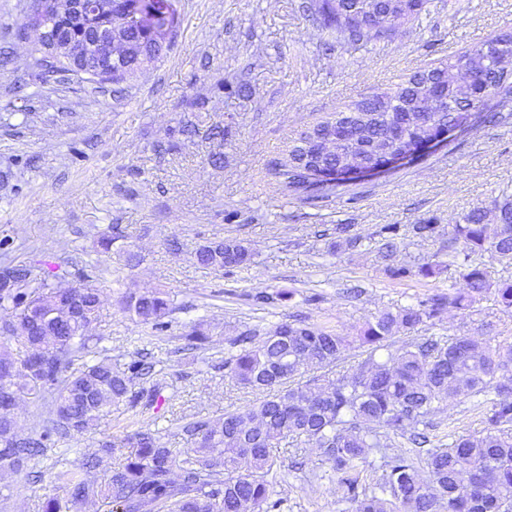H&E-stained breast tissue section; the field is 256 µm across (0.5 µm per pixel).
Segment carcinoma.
I'll return each instance as SVG.
<instances>
[{
    "label": "carcinoma",
    "instance_id": "1",
    "mask_svg": "<svg viewBox=\"0 0 512 512\" xmlns=\"http://www.w3.org/2000/svg\"><path fill=\"white\" fill-rule=\"evenodd\" d=\"M110 7L91 17L64 14L60 0H29L26 25L43 26L41 48L57 70L82 73L97 84L120 83L135 74L144 58H158L172 34L159 40L140 41L139 27L130 8L133 0H109ZM392 20L377 17L383 3L376 0H317L316 13L324 27L351 42L388 37L402 22L418 14L425 0ZM126 22L118 44L109 53L95 43V32L113 22ZM512 57V32L475 44L434 71L472 70L483 83L485 95L508 97L512 87L501 86L500 64ZM475 106L469 87L448 84V104L443 112L420 106L411 78L382 92H373L344 110L303 132L288 149L284 161L272 165V174L293 188L313 189L316 174L331 175L350 160L369 162L385 146L409 147L435 121L453 129L470 127ZM354 125V138L339 146L332 128L339 122ZM495 223L487 212L473 208L451 225L448 260L427 261L416 267L422 279H437L454 270L466 283L453 296L432 295L414 306L385 311L367 322L355 336H344L303 320L277 325L259 342L250 334L229 340L224 359L237 384L265 393L259 404L224 414L217 421L186 424L189 448H167L149 429L126 433L117 442L104 441L81 467L98 468L112 449L135 452L124 462L105 470L91 482L72 470L55 479L66 497H52L44 512H76L91 498L110 501L121 512H286L287 499L273 493L277 480V448L314 444L321 462L344 488L353 512H512V345L495 340L478 342L467 336L428 337L412 341L375 358L383 347L395 344L396 334L415 331L438 320L452 306L466 310L489 298L512 310V278L492 279L478 257L490 253L512 266V200L494 204ZM347 224L336 225L332 249L354 248L358 238ZM380 250L389 257L396 247L398 227L385 225L376 232ZM198 265L240 267L251 260L244 242L224 239L195 251ZM125 306L141 322L156 330L166 328L171 311L167 292L161 289L130 293ZM100 309L98 288H56L43 274L6 266L0 270V311L8 316L4 329L16 344L12 351L0 346V472L21 473L33 457L53 447L57 439L91 430L109 409L135 410L154 390L140 384L142 365L137 360L112 364L103 358L72 371V357L90 349L89 327ZM34 323L30 335L11 333L18 323ZM192 350L208 349L210 336L201 328L186 334ZM367 358L351 376L336 381L312 376L311 368L332 367L351 343ZM38 387L55 395L56 424L36 437L21 438L15 430L13 409L24 389ZM494 390L479 436L457 435L447 448H433L422 458L407 451L387 457L381 473L369 485L361 481L357 466L373 451L389 447L386 440L415 435L412 431L434 414L446 398L471 397ZM425 465L427 478L420 475Z\"/></svg>",
    "mask_w": 512,
    "mask_h": 512
}]
</instances>
